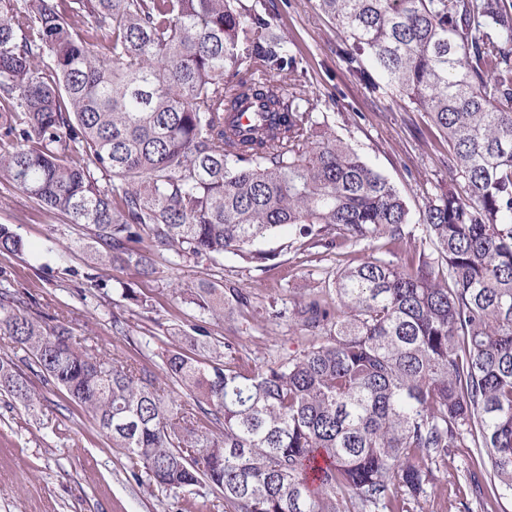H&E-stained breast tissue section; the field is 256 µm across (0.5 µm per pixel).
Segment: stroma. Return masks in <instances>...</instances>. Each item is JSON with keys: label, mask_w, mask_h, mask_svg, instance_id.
Masks as SVG:
<instances>
[{"label": "stroma", "mask_w": 512, "mask_h": 512, "mask_svg": "<svg viewBox=\"0 0 512 512\" xmlns=\"http://www.w3.org/2000/svg\"><path fill=\"white\" fill-rule=\"evenodd\" d=\"M296 52L311 91L321 102L336 100V135L358 150L418 212L427 192L450 181L448 145L425 113L401 108L389 96L371 93L336 54L342 33L319 0H259ZM0 224L29 245L26 254L0 253V289H9L30 311L63 312L74 336L94 337L99 349L158 366V353L173 337L191 333L190 316L172 286L195 287L207 280L236 285L251 295L212 335L232 342L252 367L276 355L306 348L292 324L300 294L320 287L339 269L375 256L405 263L415 258L388 237L341 242L335 250L281 234L259 244L276 255L275 267L228 254L219 263L156 255L152 277L131 266L95 269L85 252L90 229L47 211L0 178ZM133 289L134 299L123 298ZM0 353L19 365L37 397L28 412L0 395V512H224L214 496L171 495L138 482L122 449L110 447L92 420L66 391L47 383L22 349ZM434 482L410 501V512H512V495L483 497L476 485L489 482V464L475 463L472 449H454L432 467Z\"/></svg>", "instance_id": "1"}]
</instances>
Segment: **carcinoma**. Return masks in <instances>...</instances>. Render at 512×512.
<instances>
[{
	"instance_id": "carcinoma-1",
	"label": "carcinoma",
	"mask_w": 512,
	"mask_h": 512,
	"mask_svg": "<svg viewBox=\"0 0 512 512\" xmlns=\"http://www.w3.org/2000/svg\"><path fill=\"white\" fill-rule=\"evenodd\" d=\"M257 2L0 0V175L91 227L97 265L144 276L161 250L273 260L253 246L286 227L326 248L336 229L401 246L417 222L433 252L339 270L297 302L310 345L260 369L198 330L209 362L162 352L175 393L7 290L0 342L66 390L137 480L175 495L206 485L224 512H400L395 486L416 499L432 481L415 458L453 448L484 449L492 494L512 493V0H319L348 70L446 138L465 191L438 185L416 220L330 131ZM24 250L0 224V252ZM172 293L215 323L248 304L209 282ZM0 390L34 408L9 357Z\"/></svg>"
}]
</instances>
